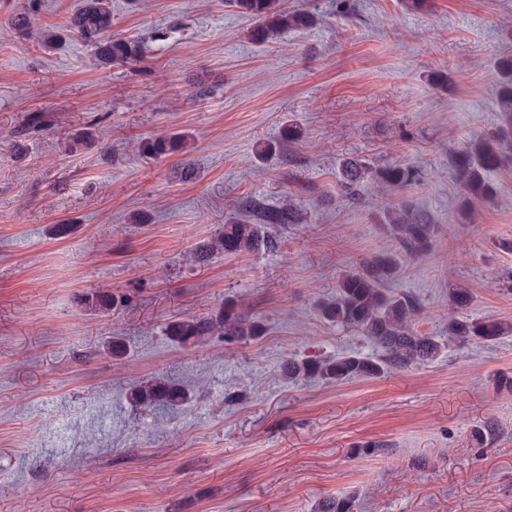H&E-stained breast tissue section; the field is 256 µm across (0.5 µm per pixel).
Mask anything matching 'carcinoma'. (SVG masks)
<instances>
[{"mask_svg": "<svg viewBox=\"0 0 512 512\" xmlns=\"http://www.w3.org/2000/svg\"><path fill=\"white\" fill-rule=\"evenodd\" d=\"M242 15L255 20L252 38L268 42L291 29L313 25V15L290 11L284 0H231ZM35 18L25 7L10 18L11 30L20 38L28 37ZM66 31L76 34L90 46L100 67L141 62L145 59L143 42L112 34V0H80L72 12ZM39 45L48 51L66 43L64 34L56 29L41 28ZM497 122L494 127L462 144L449 153V164L458 186V209L466 216L475 201H494L497 185L490 174L512 168V53L501 55L496 62ZM44 125L33 119L10 131L18 157L26 156L28 141L43 130ZM95 123L87 122L71 133L64 142L68 153H77L95 141ZM192 146L186 132H159L142 142L141 154L155 160L175 153L186 154ZM419 172L411 164L398 162L373 168L357 158H345L339 166V182L344 197L357 202L367 183L372 182L387 191L406 190L419 182ZM307 213L295 205L268 207L259 199L248 196L239 200L236 213L224 219L218 234L197 243L191 249L194 263L201 265L216 254L226 256L248 253H274L279 247L281 231L290 224H305ZM383 223L398 243L400 250L387 251L365 259L354 271L342 274L336 285V295L317 306L319 316L334 326L350 329L365 337L376 350L373 356L347 354L336 358L311 357L289 359L281 368L289 383L320 379L343 384L353 380L377 378L393 367L426 365L435 361L445 348V341L467 342L492 346L506 336H512V322L498 319L468 318L462 315L448 318L446 336H436L418 329L423 314L420 298L410 292L395 291L388 284L402 268V259L425 252L436 235L437 221L429 211L409 199L387 210ZM451 306L459 311L472 302L471 289L457 286L449 290ZM124 297L110 289L99 288L80 296L79 302L94 314L107 315ZM266 332L264 323L237 310L232 299L210 317L188 316L172 321L163 329L174 345L191 348L217 338L226 343L250 341ZM191 386L175 379L156 375L128 383L124 398L131 409L146 412L157 406L179 409L191 401ZM352 500L334 498L319 505L320 512H352Z\"/></svg>", "mask_w": 512, "mask_h": 512, "instance_id": "obj_1", "label": "carcinoma"}]
</instances>
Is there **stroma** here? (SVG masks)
Wrapping results in <instances>:
<instances>
[{
  "label": "stroma",
  "instance_id": "35a3bbf8",
  "mask_svg": "<svg viewBox=\"0 0 512 512\" xmlns=\"http://www.w3.org/2000/svg\"><path fill=\"white\" fill-rule=\"evenodd\" d=\"M79 0H0V512H512V336L451 343L433 363L370 380L285 382V360L372 354L324 322L317 303L339 277L397 244L381 222L400 197L433 213L431 248L393 287L418 295L422 329L441 334L448 290L470 288L474 317L512 322V169L500 204L456 211L448 154L497 116L495 59L512 52V0H286L315 23L255 43L229 0H112V31L147 39L141 62L94 67L69 38L54 52L6 33L14 9L64 26ZM45 130L24 159L9 132L32 114ZM100 116L93 147L67 134ZM301 133L281 141L284 125ZM160 131H185L182 160L140 155ZM281 146L264 163L260 141ZM415 165L406 194L348 202L341 159ZM307 210L277 252H189L237 202ZM143 212L147 223H133ZM69 221L72 233L53 235ZM108 287L124 304L93 315L79 295ZM234 298L267 333L191 349L170 320ZM125 337L127 357L102 350ZM198 377L187 408L139 417L125 385Z\"/></svg>",
  "mask_w": 512,
  "mask_h": 512
}]
</instances>
